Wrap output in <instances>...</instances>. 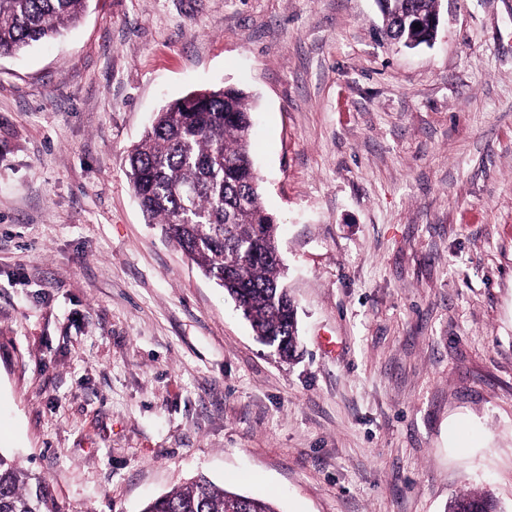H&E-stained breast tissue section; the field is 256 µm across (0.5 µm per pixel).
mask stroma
I'll return each mask as SVG.
<instances>
[{
	"label": "stroma",
	"mask_w": 512,
	"mask_h": 512,
	"mask_svg": "<svg viewBox=\"0 0 512 512\" xmlns=\"http://www.w3.org/2000/svg\"><path fill=\"white\" fill-rule=\"evenodd\" d=\"M90 0L0 57V450L61 512L206 474L279 512H512V0ZM233 85L297 306L283 362L149 223L152 117ZM377 3L387 19L385 35L390 40L407 48L431 44L438 28L434 22L440 21L439 0H377ZM448 512H502L499 501L489 490L469 491L456 495L448 504Z\"/></svg>",
	"instance_id": "35a3bbf8"
}]
</instances>
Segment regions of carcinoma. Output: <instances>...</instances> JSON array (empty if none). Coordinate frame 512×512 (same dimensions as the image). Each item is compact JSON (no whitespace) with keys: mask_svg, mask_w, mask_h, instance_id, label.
I'll return each mask as SVG.
<instances>
[{"mask_svg":"<svg viewBox=\"0 0 512 512\" xmlns=\"http://www.w3.org/2000/svg\"><path fill=\"white\" fill-rule=\"evenodd\" d=\"M385 35L407 48L429 45L439 0H377ZM89 0H0V57L62 34ZM252 105L226 86L193 92L157 113L128 155L127 178L148 218L163 226L207 278L246 306L257 336L281 343L282 358L300 346L297 307L272 259L277 225L261 202L250 151ZM0 512H59L45 477L0 450ZM141 512H277L273 503L216 485L204 475L149 500ZM447 512H502L488 490L455 496Z\"/></svg>","mask_w":512,"mask_h":512,"instance_id":"1","label":"carcinoma"}]
</instances>
